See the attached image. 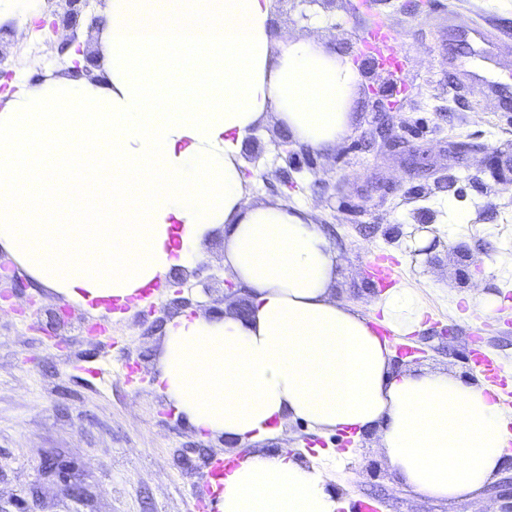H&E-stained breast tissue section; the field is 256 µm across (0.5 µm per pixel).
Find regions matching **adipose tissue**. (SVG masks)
Here are the masks:
<instances>
[{
	"label": "adipose tissue",
	"instance_id": "ef3b65f1",
	"mask_svg": "<svg viewBox=\"0 0 512 512\" xmlns=\"http://www.w3.org/2000/svg\"><path fill=\"white\" fill-rule=\"evenodd\" d=\"M102 81L21 82L0 107V249L88 306L126 302L193 268L224 232L247 318L169 322L159 391L199 435L260 442L290 420L377 431L385 461L428 498L474 496L512 461V415L485 386L393 372L391 342L329 291L338 254L305 209L250 205L243 142L276 112L315 149L347 133L360 76L346 56L276 36L272 0H109ZM423 272L376 301L391 335L420 332ZM317 461L237 460L217 512H341Z\"/></svg>",
	"mask_w": 512,
	"mask_h": 512
}]
</instances>
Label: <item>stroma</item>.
I'll return each mask as SVG.
<instances>
[{
  "mask_svg": "<svg viewBox=\"0 0 512 512\" xmlns=\"http://www.w3.org/2000/svg\"><path fill=\"white\" fill-rule=\"evenodd\" d=\"M53 8L63 22L57 37L32 30L29 16L20 14L0 52L15 75L66 76L61 45L75 34L90 58L78 75L96 78L108 0H93L74 17L64 0ZM441 9L512 26V0H272L276 33L320 42L358 65L368 19L387 20L400 40L408 90L390 96L385 111L357 90L350 132L332 150H303L291 165L284 160L291 134L268 112L244 144L247 200L304 208L339 256L330 299L369 319L380 294L369 259L383 255L397 282L406 281L414 267L399 256L401 240L410 225L432 227L442 245L425 268L426 328L406 337L415 353L394 359L393 367L445 371L482 384L474 351L512 368V279L503 272L512 262V112L500 111L491 90L504 74H486L480 87L449 86ZM448 207L467 210L470 222H446ZM461 245L469 256L458 253ZM201 254V275L178 268L172 278L185 281L194 314L235 316L248 295L224 294L230 271L223 232L208 236ZM22 282L19 288L0 282V512H193L196 491L214 475L213 457L232 450L223 436L200 437L155 388L164 327L182 313L171 288L117 315L73 307L62 328L54 314L63 298L30 277ZM480 288L502 296L497 313L456 317L457 296ZM32 300L34 315L25 311ZM87 322L104 324L106 335H88ZM60 332L62 348L53 341ZM126 363L133 368L128 376L120 372ZM316 447L342 454L329 471L346 512H358L362 497L379 512H512V468L482 495L426 498L389 469L373 431L318 433L291 420L260 445L302 459ZM75 483L83 498L71 496Z\"/></svg>",
  "mask_w": 512,
  "mask_h": 512,
  "instance_id": "stroma-1",
  "label": "stroma"
}]
</instances>
